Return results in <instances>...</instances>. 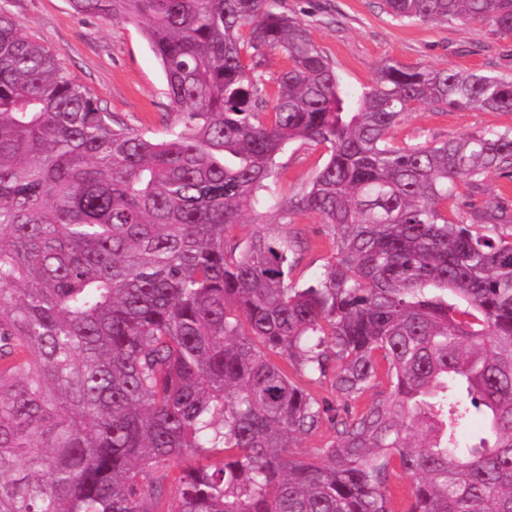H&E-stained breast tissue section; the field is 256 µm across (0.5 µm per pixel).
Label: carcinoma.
I'll list each match as a JSON object with an SVG mask.
<instances>
[{
	"instance_id": "obj_1",
	"label": "carcinoma",
	"mask_w": 512,
	"mask_h": 512,
	"mask_svg": "<svg viewBox=\"0 0 512 512\" xmlns=\"http://www.w3.org/2000/svg\"><path fill=\"white\" fill-rule=\"evenodd\" d=\"M382 2L512 37V0ZM70 3L143 26L176 118L126 127L0 13V512H395L404 476L408 512H512V210H442L512 176V128L390 137L418 106L512 112V78L388 60L351 94L280 0ZM295 142L328 159L288 198ZM300 212L334 248L304 285L267 227ZM331 432L327 429H322L319 433L313 436H303L294 439L291 443L292 451L295 455L308 456L313 454V448H320V446L327 441Z\"/></svg>"
}]
</instances>
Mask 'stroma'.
Segmentation results:
<instances>
[{"mask_svg":"<svg viewBox=\"0 0 512 512\" xmlns=\"http://www.w3.org/2000/svg\"><path fill=\"white\" fill-rule=\"evenodd\" d=\"M281 9L305 21L313 42L331 59L344 88L353 93L370 85L388 59L512 75V38L494 36L480 23H401L384 13L378 0H281ZM0 12L54 49L63 69L127 127L164 138L175 116L168 106L160 65L137 24L78 14L69 0H0ZM491 128H512V112L420 106L405 115L391 136L398 145L429 144ZM327 158L325 147L288 145L276 157L284 194L300 193ZM493 195L511 206L512 179L490 176L477 190L459 184L448 202V216H469ZM288 230L303 241L294 278L301 284L311 282L331 259L332 244L313 214L295 216Z\"/></svg>","mask_w":512,"mask_h":512,"instance_id":"1","label":"stroma"}]
</instances>
